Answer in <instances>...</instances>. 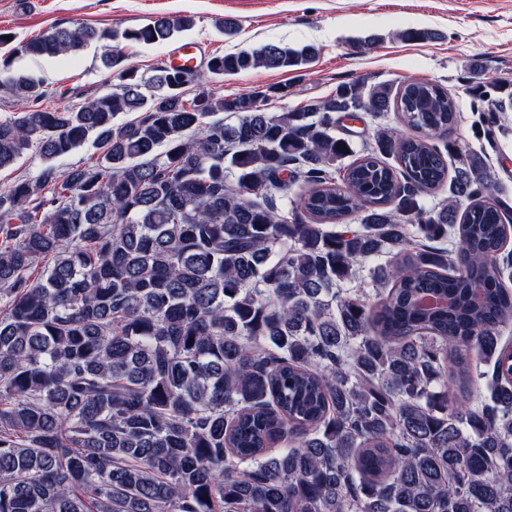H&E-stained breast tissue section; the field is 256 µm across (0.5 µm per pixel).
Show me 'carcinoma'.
<instances>
[{
  "instance_id": "cac0c4a2",
  "label": "carcinoma",
  "mask_w": 512,
  "mask_h": 512,
  "mask_svg": "<svg viewBox=\"0 0 512 512\" xmlns=\"http://www.w3.org/2000/svg\"><path fill=\"white\" fill-rule=\"evenodd\" d=\"M193 26L0 33L18 102L0 170L43 161L0 192V512H512V224L481 156L448 177L446 88L345 83L266 112L284 84L206 92L200 110L178 75L288 69L316 48L146 79L115 49L119 89L61 110L30 106L44 80L13 68ZM349 107L398 126L357 154L336 135ZM89 144L97 157L56 165ZM43 163L39 155L33 150L28 152L13 167L0 170V191L7 189L18 177L35 180L40 175Z\"/></svg>"
}]
</instances>
